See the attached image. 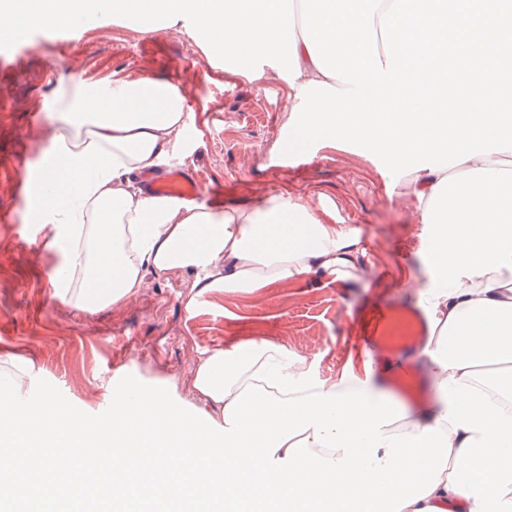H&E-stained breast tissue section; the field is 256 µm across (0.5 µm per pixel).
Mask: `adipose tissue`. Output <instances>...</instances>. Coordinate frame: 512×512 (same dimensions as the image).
Masks as SVG:
<instances>
[{
  "label": "adipose tissue",
  "mask_w": 512,
  "mask_h": 512,
  "mask_svg": "<svg viewBox=\"0 0 512 512\" xmlns=\"http://www.w3.org/2000/svg\"><path fill=\"white\" fill-rule=\"evenodd\" d=\"M146 30L190 24L219 51L281 55L290 85L324 81L285 0H0V30L70 25L103 11ZM184 94L147 77L108 90L66 85L36 186L35 222L63 272L62 307L128 304L146 271L186 270L195 287L252 289L316 275L355 278L356 228L280 193L217 210L135 182L178 147ZM404 207L431 225L432 277L417 293L430 332L428 396L398 401L373 374L317 378L265 339L195 361L214 411L190 418L165 396H126L90 427L50 397L0 429L12 512L67 501L107 474L112 512L152 487L166 512H512V154L409 175Z\"/></svg>",
  "instance_id": "adipose-tissue-1"
}]
</instances>
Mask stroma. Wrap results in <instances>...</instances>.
I'll use <instances>...</instances> for the list:
<instances>
[{
	"label": "stroma",
	"mask_w": 512,
	"mask_h": 512,
	"mask_svg": "<svg viewBox=\"0 0 512 512\" xmlns=\"http://www.w3.org/2000/svg\"><path fill=\"white\" fill-rule=\"evenodd\" d=\"M25 27L0 39V371L27 378L24 405L53 395L86 421L110 420L127 392L161 393L188 415L199 412L194 361L203 352L233 350L263 338L304 355L323 380L360 375L364 361L351 317L368 300L417 304L402 282H426L418 251L422 229L404 209V179L367 154L329 141L315 143L300 167L282 150L297 105L287 70L268 58L242 74L212 54L186 27L149 33L109 13L75 29L74 44L47 28L34 44ZM152 77L186 96V138L172 164L224 186V202L244 204L286 193L331 223L358 226L368 242L358 277L336 283L317 276L278 280L243 290H196L186 271L145 274L135 301L93 314L67 310L54 297L55 269L43 247L46 232L23 236L31 190L53 133L52 113L62 86L98 88ZM40 112L38 123L29 116ZM193 310H186L187 298Z\"/></svg>",
	"instance_id": "35a3bbf8"
}]
</instances>
